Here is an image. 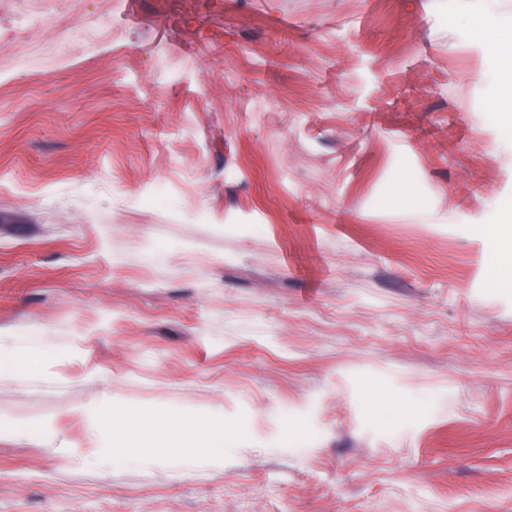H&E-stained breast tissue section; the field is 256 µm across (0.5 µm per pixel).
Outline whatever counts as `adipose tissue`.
<instances>
[{
	"label": "adipose tissue",
	"mask_w": 512,
	"mask_h": 512,
	"mask_svg": "<svg viewBox=\"0 0 512 512\" xmlns=\"http://www.w3.org/2000/svg\"><path fill=\"white\" fill-rule=\"evenodd\" d=\"M474 33L484 43L494 62L501 65L512 62V20H503L495 12H487L475 25ZM487 236L495 243L490 280L494 286L511 289L512 228H492ZM110 415V410H102L98 422L90 428L97 451L87 455L88 463H119L139 467L154 456L166 453V445L155 440L150 426L143 424L133 429L119 430L112 426ZM155 423L164 426L169 438L178 441L180 447L189 448L199 441L213 454L224 452L223 423L215 422L192 431L186 423L170 414L157 416Z\"/></svg>",
	"instance_id": "obj_1"
}]
</instances>
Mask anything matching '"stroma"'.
Wrapping results in <instances>:
<instances>
[{
  "label": "stroma",
  "mask_w": 512,
  "mask_h": 512,
  "mask_svg": "<svg viewBox=\"0 0 512 512\" xmlns=\"http://www.w3.org/2000/svg\"><path fill=\"white\" fill-rule=\"evenodd\" d=\"M484 7L0 0V512H512ZM102 407L226 450L86 465ZM17 353H3L0 350V376L25 371L37 373L39 366L51 354L52 349L37 342L20 343ZM151 426L163 425L167 429L168 438L179 442L176 448H195L193 443L201 441L211 453L215 455L224 454V424L223 422L212 423L202 429L189 431L188 425L177 417L170 414H163L150 420Z\"/></svg>",
  "instance_id": "1"
}]
</instances>
